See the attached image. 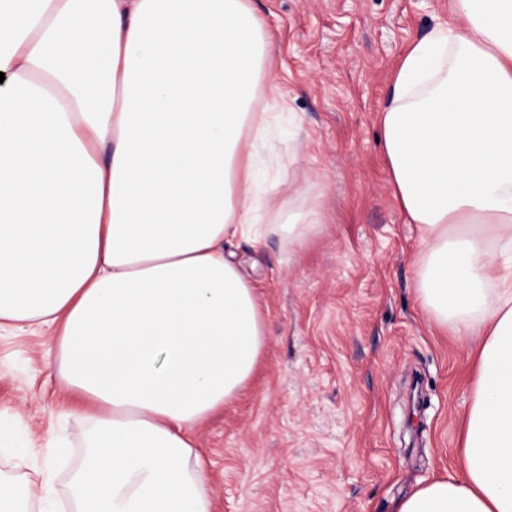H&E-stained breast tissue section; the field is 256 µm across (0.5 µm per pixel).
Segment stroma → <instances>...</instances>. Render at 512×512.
I'll return each mask as SVG.
<instances>
[{
  "instance_id": "obj_1",
  "label": "stroma",
  "mask_w": 512,
  "mask_h": 512,
  "mask_svg": "<svg viewBox=\"0 0 512 512\" xmlns=\"http://www.w3.org/2000/svg\"><path fill=\"white\" fill-rule=\"evenodd\" d=\"M278 41L256 108L276 118L282 178L316 200L321 233L300 251L276 225L235 241L263 309L264 353L248 385L196 429L212 512H395L433 481L463 475L460 437L473 357L417 298L420 232L399 207L378 115L416 39L455 23L449 0H250ZM47 333L0 331V412L38 479L75 398Z\"/></svg>"
}]
</instances>
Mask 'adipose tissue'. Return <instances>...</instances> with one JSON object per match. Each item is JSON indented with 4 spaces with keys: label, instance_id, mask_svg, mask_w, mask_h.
I'll return each mask as SVG.
<instances>
[{
    "label": "adipose tissue",
    "instance_id": "adipose-tissue-1",
    "mask_svg": "<svg viewBox=\"0 0 512 512\" xmlns=\"http://www.w3.org/2000/svg\"><path fill=\"white\" fill-rule=\"evenodd\" d=\"M379 114L394 195L421 228L418 299L474 355L463 477L397 512H512V0H455ZM276 55L250 0H0V326L54 329L86 400L74 512H211L193 431L248 383L265 321L229 259L279 219L303 248L254 109ZM0 476V512L51 489Z\"/></svg>",
    "mask_w": 512,
    "mask_h": 512
}]
</instances>
